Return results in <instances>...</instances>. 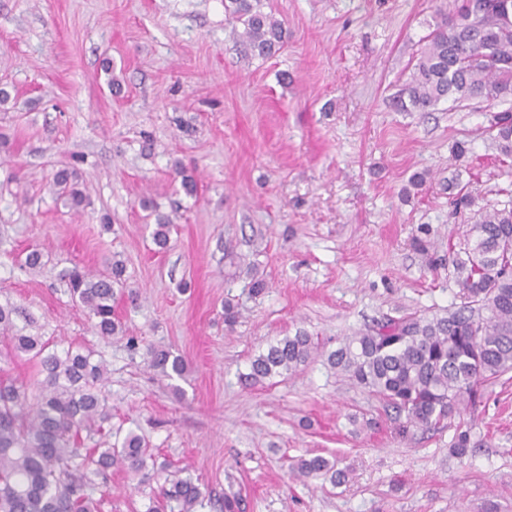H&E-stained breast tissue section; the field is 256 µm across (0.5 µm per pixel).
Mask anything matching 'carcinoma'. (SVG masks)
Listing matches in <instances>:
<instances>
[{"label": "carcinoma", "instance_id": "carcinoma-1", "mask_svg": "<svg viewBox=\"0 0 512 512\" xmlns=\"http://www.w3.org/2000/svg\"><path fill=\"white\" fill-rule=\"evenodd\" d=\"M229 19L242 25V42L253 55L267 58L281 49L282 24L262 10L261 0H224ZM512 96V0H461L456 12L425 40L413 71L401 89L404 112H431L442 101ZM489 130L497 150L512 157V107L493 116ZM53 186L71 206L85 199L75 171L61 169ZM171 221L160 220L152 233L161 250L168 246ZM461 286L460 306L442 314L386 317L371 329L346 338L327 354L331 369L351 384L379 397L405 417L401 435L412 428H434L462 406H473L482 384L512 370V207L478 214L463 243L452 252ZM125 265L112 259V272L92 276L74 268L66 285L73 299L95 319L103 338L121 329L113 303L123 291ZM23 311L0 305V338L10 355L36 363L40 392L32 397L24 381L0 378V512H101L90 490L93 477L112 468L149 479L168 470L145 440L128 432L110 441L104 431L112 415L101 385L106 367L90 351L60 354L43 336L16 327ZM320 344L305 330L267 346L250 364L247 378L260 382L292 373L321 355ZM150 368L164 377L186 375L185 360L158 347L146 351ZM106 434L103 444L81 451V434ZM474 447L467 431L452 445L462 458ZM298 475L345 481L347 471L322 456L301 457L289 465ZM206 492L191 477L167 479L147 512H197Z\"/></svg>", "mask_w": 512, "mask_h": 512}]
</instances>
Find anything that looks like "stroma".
<instances>
[{"label":"stroma","instance_id":"1","mask_svg":"<svg viewBox=\"0 0 512 512\" xmlns=\"http://www.w3.org/2000/svg\"><path fill=\"white\" fill-rule=\"evenodd\" d=\"M262 6L288 31L265 59L224 0H0V303L23 308L57 350L104 362L114 434L143 436L170 474L187 470L214 496L239 493L243 512H512V372L438 430L405 437L394 410L324 358L244 379L296 330L332 350L384 317L458 306L449 248L479 211L512 201V165L488 133L500 99L395 105L456 0ZM65 167L85 194L77 209L52 191ZM454 176L472 200L460 210L445 188ZM161 216L173 221L162 252ZM34 249L43 264L30 270ZM114 258L126 266L123 332L103 338L66 275ZM253 272L267 284L257 297ZM150 345L184 357L186 377L150 369ZM464 430L475 447L460 458ZM315 454L338 459L348 482L294 477L291 460ZM159 485L113 472L103 510L145 512Z\"/></svg>","mask_w":512,"mask_h":512}]
</instances>
